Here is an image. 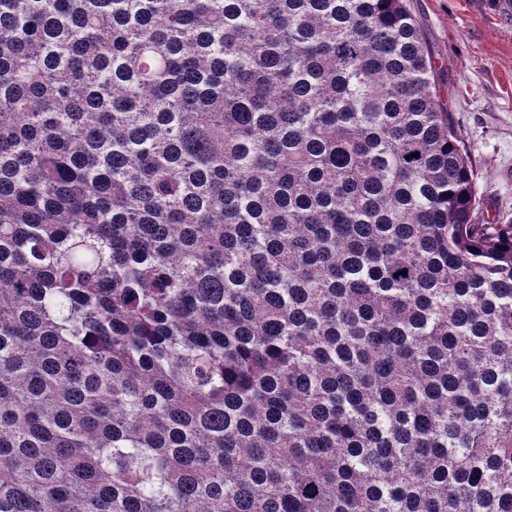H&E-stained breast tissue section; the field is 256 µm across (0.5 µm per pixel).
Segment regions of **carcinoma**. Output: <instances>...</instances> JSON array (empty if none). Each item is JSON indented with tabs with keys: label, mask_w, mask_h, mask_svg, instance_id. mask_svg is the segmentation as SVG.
I'll return each instance as SVG.
<instances>
[{
	"label": "carcinoma",
	"mask_w": 512,
	"mask_h": 512,
	"mask_svg": "<svg viewBox=\"0 0 512 512\" xmlns=\"http://www.w3.org/2000/svg\"><path fill=\"white\" fill-rule=\"evenodd\" d=\"M406 0H0V512H512V222Z\"/></svg>",
	"instance_id": "1"
}]
</instances>
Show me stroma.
<instances>
[{
    "mask_svg": "<svg viewBox=\"0 0 512 512\" xmlns=\"http://www.w3.org/2000/svg\"><path fill=\"white\" fill-rule=\"evenodd\" d=\"M441 98L479 170L482 217L512 221V13L498 0H407Z\"/></svg>",
    "mask_w": 512,
    "mask_h": 512,
    "instance_id": "35a3bbf8",
    "label": "stroma"
}]
</instances>
